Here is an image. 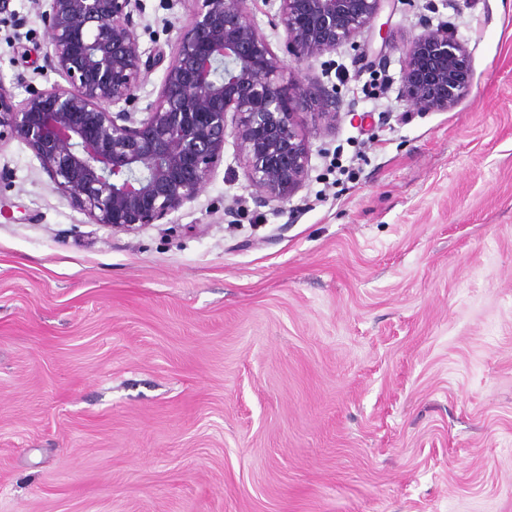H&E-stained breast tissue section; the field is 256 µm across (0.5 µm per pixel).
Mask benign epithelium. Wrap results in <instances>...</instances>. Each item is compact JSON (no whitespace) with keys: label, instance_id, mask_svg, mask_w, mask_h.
<instances>
[{"label":"benign epithelium","instance_id":"1","mask_svg":"<svg viewBox=\"0 0 512 512\" xmlns=\"http://www.w3.org/2000/svg\"><path fill=\"white\" fill-rule=\"evenodd\" d=\"M197 2L168 53L140 46L143 0H38L46 66L63 82L32 86L16 104L0 81V141L30 148L54 189L96 224L133 232L168 219L197 199L229 136L255 203H285L309 170L301 117L336 121V89L285 80V61L254 22L255 0ZM383 2L279 0L286 52L299 62L336 50L368 31ZM404 54L398 95L408 105L445 111L468 87V56L448 30L426 28ZM159 67L157 99L141 110L137 91Z\"/></svg>","mask_w":512,"mask_h":512}]
</instances>
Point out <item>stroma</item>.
Returning a JSON list of instances; mask_svg holds the SVG:
<instances>
[{
    "label": "stroma",
    "mask_w": 512,
    "mask_h": 512,
    "mask_svg": "<svg viewBox=\"0 0 512 512\" xmlns=\"http://www.w3.org/2000/svg\"><path fill=\"white\" fill-rule=\"evenodd\" d=\"M172 49L196 0H144ZM444 26L448 110L398 96ZM36 0L0 81L57 82ZM289 71L353 102L303 118L306 181L257 206L233 142L171 223L118 232L0 144V512H512V0H387ZM398 95L424 111H445L468 87L470 63L461 43L447 29L427 28L405 48Z\"/></svg>",
    "instance_id": "35a3bbf8"
}]
</instances>
